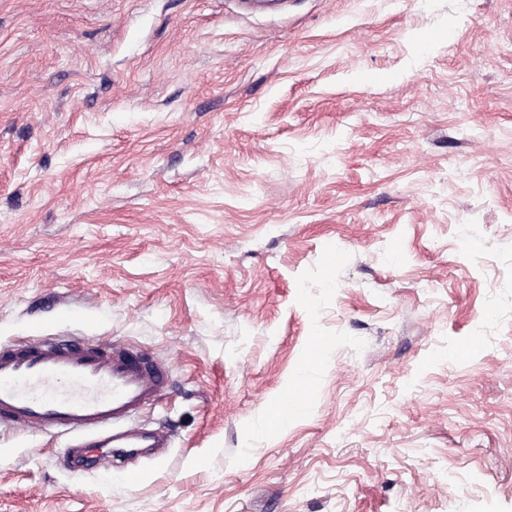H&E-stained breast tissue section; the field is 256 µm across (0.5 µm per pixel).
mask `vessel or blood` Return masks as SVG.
Masks as SVG:
<instances>
[{
	"label": "vessel or blood",
	"instance_id": "b4317fda",
	"mask_svg": "<svg viewBox=\"0 0 512 512\" xmlns=\"http://www.w3.org/2000/svg\"><path fill=\"white\" fill-rule=\"evenodd\" d=\"M167 384L162 362L114 342L17 341L0 347V426L71 437V461L88 447L135 448L127 423Z\"/></svg>",
	"mask_w": 512,
	"mask_h": 512
}]
</instances>
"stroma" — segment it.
Here are the masks:
<instances>
[{"label": "stroma", "mask_w": 512, "mask_h": 512, "mask_svg": "<svg viewBox=\"0 0 512 512\" xmlns=\"http://www.w3.org/2000/svg\"><path fill=\"white\" fill-rule=\"evenodd\" d=\"M44 335L165 363L172 445L0 428V512H512V0H0V342Z\"/></svg>", "instance_id": "stroma-1"}]
</instances>
